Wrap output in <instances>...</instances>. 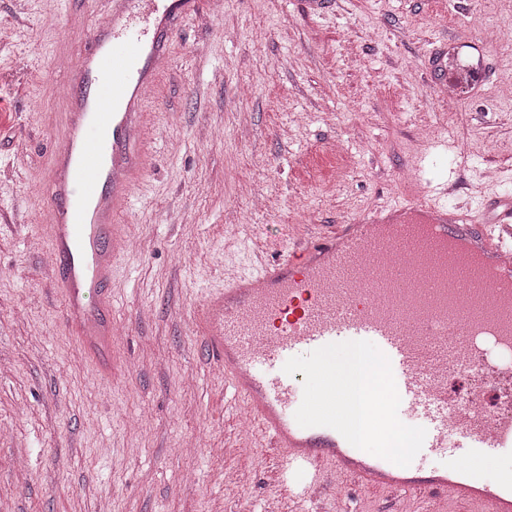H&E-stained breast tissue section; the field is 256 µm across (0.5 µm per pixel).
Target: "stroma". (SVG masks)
Returning <instances> with one entry per match:
<instances>
[{
  "label": "stroma",
  "mask_w": 512,
  "mask_h": 512,
  "mask_svg": "<svg viewBox=\"0 0 512 512\" xmlns=\"http://www.w3.org/2000/svg\"><path fill=\"white\" fill-rule=\"evenodd\" d=\"M0 0V512H336L282 494L272 451L202 330L209 296L287 249L454 179L455 200L512 189V0H223L177 25L149 93L151 168L112 269L120 361L100 376L63 324L40 207L58 53L85 48L87 3ZM499 25L485 43L472 23ZM487 75L432 97V49ZM336 146L347 165L325 158Z\"/></svg>",
  "instance_id": "stroma-1"
}]
</instances>
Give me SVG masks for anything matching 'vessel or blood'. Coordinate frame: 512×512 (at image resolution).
<instances>
[{"mask_svg":"<svg viewBox=\"0 0 512 512\" xmlns=\"http://www.w3.org/2000/svg\"><path fill=\"white\" fill-rule=\"evenodd\" d=\"M198 0H112L85 33L65 86L63 127L45 180L49 271L68 328L103 374L117 363L112 266L125 247L121 218L146 174L141 140L146 95L169 56L177 22ZM426 224L433 266L465 243L486 259L512 257V193L478 198L466 213L417 196L348 224L310 225L306 240L231 277L206 306L205 335L224 382L249 409L258 445L273 449L303 492L350 487L384 495L387 512L423 496L476 512H512V471L489 484L476 460L512 457V396L497 415L473 413L448 395V375L475 371L512 379V290L488 278L469 289L416 288L398 230ZM373 342L390 360L404 409L426 411L423 451L454 446L437 468L401 467L352 446L338 431L295 420L303 373L286 361L330 343Z\"/></svg>","mask_w":512,"mask_h":512,"instance_id":"obj_1","label":"vessel or blood"}]
</instances>
